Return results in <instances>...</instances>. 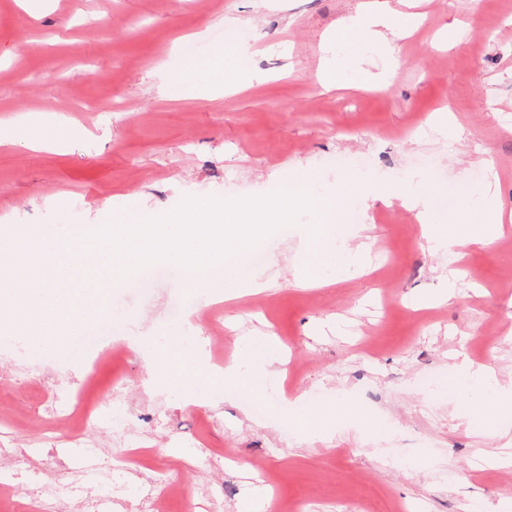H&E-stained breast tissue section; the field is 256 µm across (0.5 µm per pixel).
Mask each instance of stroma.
<instances>
[{
    "label": "stroma",
    "mask_w": 512,
    "mask_h": 512,
    "mask_svg": "<svg viewBox=\"0 0 512 512\" xmlns=\"http://www.w3.org/2000/svg\"><path fill=\"white\" fill-rule=\"evenodd\" d=\"M360 0H0V127L63 118L64 147L0 144V224H103L131 207L152 217L184 198L267 194L281 175L308 168L328 183L364 176L404 184L435 222L469 235L458 260L432 251L416 212L400 201L350 198L360 223L338 241L371 249L361 274H329L306 287L297 257L308 214L262 244L247 272L262 284L231 300L195 297L178 264L155 262L144 286L112 292V334L127 356L97 349L35 348L0 335L1 476L29 485H73L95 463L112 512H135L139 489L164 469L175 492L167 512H198L224 489L223 512H512V416L500 434L477 427L448 387L458 362L492 366L512 389V0H388L420 14L391 53L375 52L357 82L324 85L330 36ZM227 45L224 57L211 56ZM250 51L238 58L237 47ZM208 75L185 77L189 61ZM262 83L228 93L242 71ZM448 109V130L429 121ZM497 178L503 232L486 244L467 192ZM221 307L227 328L206 335L205 360L234 358L241 336H276L267 392L241 388L193 401L163 391L156 353L136 336H162L181 318L204 330ZM95 372L98 392L123 377L125 428L105 424L74 441L48 408ZM320 392L318 411L341 400L355 416L301 437L290 401ZM144 437L150 462L113 468L128 436Z\"/></svg>",
    "instance_id": "obj_1"
}]
</instances>
